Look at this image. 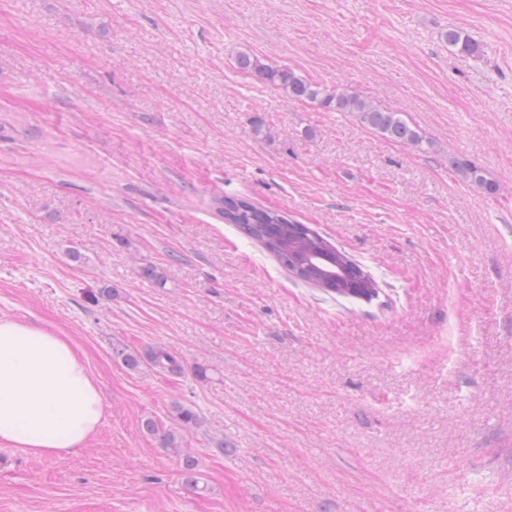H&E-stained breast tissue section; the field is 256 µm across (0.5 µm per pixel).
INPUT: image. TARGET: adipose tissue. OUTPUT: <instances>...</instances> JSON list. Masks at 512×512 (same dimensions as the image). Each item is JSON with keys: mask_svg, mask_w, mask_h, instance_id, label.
Returning <instances> with one entry per match:
<instances>
[{"mask_svg": "<svg viewBox=\"0 0 512 512\" xmlns=\"http://www.w3.org/2000/svg\"><path fill=\"white\" fill-rule=\"evenodd\" d=\"M103 414L97 383L68 337L0 317V443L36 457L72 455Z\"/></svg>", "mask_w": 512, "mask_h": 512, "instance_id": "ef3b65f1", "label": "adipose tissue"}]
</instances>
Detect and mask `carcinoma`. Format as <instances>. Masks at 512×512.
I'll list each match as a JSON object with an SVG mask.
<instances>
[{"label":"carcinoma","instance_id":"cac0c4a2","mask_svg":"<svg viewBox=\"0 0 512 512\" xmlns=\"http://www.w3.org/2000/svg\"><path fill=\"white\" fill-rule=\"evenodd\" d=\"M446 40L461 55L472 57L481 55V46L459 29H448ZM237 67L243 73L254 77L257 82L284 91L290 100L309 103L327 111L355 112L364 126L389 141L418 150L423 149L425 144H431V141L411 127L400 113L384 110L354 95L331 91L285 65L269 63L258 56L242 53L237 57ZM450 166L463 182L477 187L488 196L497 194V184L488 179L484 170L475 162L464 157L453 156L450 158ZM216 204L224 223L235 225L242 235L261 243L280 265L298 280L328 294L343 298L352 297V294L345 290V285L305 263V258L310 253L322 251L331 256L334 261L349 267L353 274L363 280V293L355 296V299L369 303L378 297L377 284L370 274L322 235L297 233L298 224L291 220L288 214L258 207L243 198L221 197L216 199ZM115 356L132 371L139 369L146 361L163 371L182 372L178 357L163 347H153L143 354L118 349L115 351ZM143 428L148 433L159 437L161 447L172 451L180 458L186 484L195 486L196 462L182 449L174 432L159 431L157 424L149 419L143 423Z\"/></svg>","mask_w":512,"mask_h":512}]
</instances>
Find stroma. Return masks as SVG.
I'll return each mask as SVG.
<instances>
[{
  "label": "stroma",
  "mask_w": 512,
  "mask_h": 512,
  "mask_svg": "<svg viewBox=\"0 0 512 512\" xmlns=\"http://www.w3.org/2000/svg\"><path fill=\"white\" fill-rule=\"evenodd\" d=\"M241 52L430 149L289 100ZM219 196L309 225L378 298L298 281ZM1 315L68 337L105 418L71 456L0 445V512H512V0H0ZM155 346L181 374L114 354ZM446 40L461 55L472 57H479L481 55V46L462 30L448 29ZM237 67L264 86L284 91L288 99L309 103L318 109L334 112H355L361 123L385 139L423 150L431 142L402 118L398 112L384 110L357 96L329 90L277 63H269L258 56L242 53L237 57ZM449 163L463 182L477 187L488 196L497 194V184L488 179L484 170L475 162L464 157L453 156L450 158ZM143 428L152 435L159 437V442L162 448L172 451L180 458L182 472L185 475V482L187 485L194 487L196 480L194 476L196 462L194 458L186 453L179 442L178 437L172 431L160 432L157 424L152 420H146L143 423Z\"/></svg>",
  "instance_id": "obj_1"
}]
</instances>
